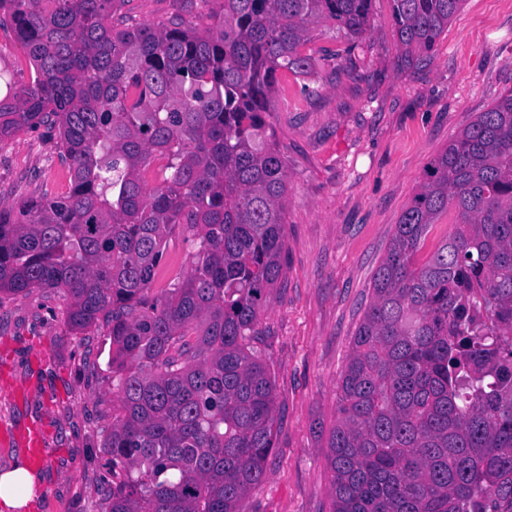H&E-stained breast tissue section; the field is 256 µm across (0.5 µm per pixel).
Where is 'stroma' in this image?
I'll use <instances>...</instances> for the list:
<instances>
[{
    "label": "stroma",
    "instance_id": "35a3bbf8",
    "mask_svg": "<svg viewBox=\"0 0 512 512\" xmlns=\"http://www.w3.org/2000/svg\"><path fill=\"white\" fill-rule=\"evenodd\" d=\"M221 8L122 0L112 24H199ZM310 47L313 69L282 76L267 114L288 172L285 265L253 347L275 389L277 448L247 512H332L328 442L374 273L427 165L512 88V0H465L428 53L399 44L389 0H374L360 37L320 25ZM68 180L55 131L0 141L1 205L65 193ZM66 308L59 288L0 293V426L48 428L34 512H96L111 476L110 327L70 331Z\"/></svg>",
    "mask_w": 512,
    "mask_h": 512
}]
</instances>
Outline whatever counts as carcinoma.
I'll return each instance as SVG.
<instances>
[{"label": "carcinoma", "mask_w": 512, "mask_h": 512, "mask_svg": "<svg viewBox=\"0 0 512 512\" xmlns=\"http://www.w3.org/2000/svg\"><path fill=\"white\" fill-rule=\"evenodd\" d=\"M120 2L0 0L34 69L29 85L0 73V140L55 129L70 173L67 192L0 208V292L62 288L71 329L111 326L120 477L97 512H246L276 421L248 346L284 267L268 100L313 68V26L358 36L372 0H222L204 26L116 30ZM390 2L399 43L430 51L464 0ZM450 207L454 230L418 262ZM176 234L191 271L152 296ZM339 404L333 512H512V89L427 167Z\"/></svg>", "instance_id": "cac0c4a2"}]
</instances>
